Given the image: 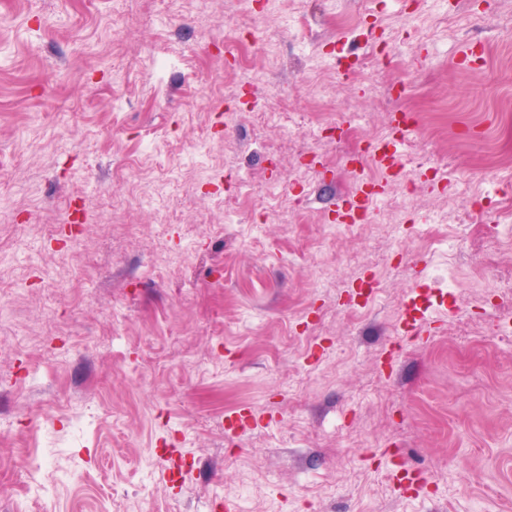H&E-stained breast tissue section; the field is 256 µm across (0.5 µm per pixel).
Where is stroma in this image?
Here are the masks:
<instances>
[{
    "label": "stroma",
    "instance_id": "stroma-1",
    "mask_svg": "<svg viewBox=\"0 0 512 512\" xmlns=\"http://www.w3.org/2000/svg\"><path fill=\"white\" fill-rule=\"evenodd\" d=\"M357 2L0 0V512H512V253L487 232L512 165L467 171L487 136L512 157V79L489 78L512 0H371L336 29ZM235 32L266 113L220 75ZM372 46L480 121L401 147L425 168L372 205L401 228L354 236L329 209L348 145L316 114L386 133L402 102ZM474 195L485 212L456 209ZM441 219L448 242L421 246ZM421 260L451 285L428 336L404 330ZM244 406L276 419L226 433ZM392 450L428 474L404 496Z\"/></svg>",
    "mask_w": 512,
    "mask_h": 512
}]
</instances>
